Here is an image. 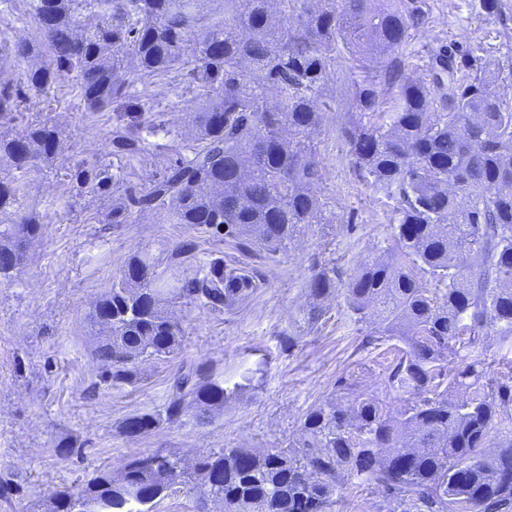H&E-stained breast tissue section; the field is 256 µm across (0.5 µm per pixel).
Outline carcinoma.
<instances>
[{"instance_id": "1", "label": "carcinoma", "mask_w": 512, "mask_h": 512, "mask_svg": "<svg viewBox=\"0 0 512 512\" xmlns=\"http://www.w3.org/2000/svg\"><path fill=\"white\" fill-rule=\"evenodd\" d=\"M198 0H26L38 45L17 43L16 59L35 51L44 61L26 70L23 86L0 81V119L21 95H43L75 75L87 112L126 99L138 77L178 69L194 46L186 76L208 88L195 117L192 157L165 165L128 208L167 214L248 252L285 253L297 236L325 223L313 192L321 179L311 144L322 122L320 96L336 46L350 45L359 68L360 118L341 128L353 171L399 201L394 250L345 270L315 266L304 314L315 324L322 303L345 293L349 310L375 320V334L400 338L386 389L411 398L396 413L375 395L338 393L300 418L286 448H223L197 457L193 471L165 450L135 456L115 479L99 471L77 493L57 491L49 512H152L173 486L197 479L208 512H328L353 480L375 485L400 512H512V365L494 374L487 337L512 343V106L491 88L488 60L472 49L436 52L428 77L406 73L411 31L426 19L423 0H224V20L200 22ZM131 51L133 65L123 52ZM396 90L391 112L383 88ZM61 134L48 122L0 138V163L24 174L53 158ZM112 155L146 151L142 138L112 132ZM81 183L108 187L110 176L82 164ZM17 179L0 177V252L15 257L0 278L21 272L25 243L42 236L39 220L19 210ZM185 241L163 270L150 254L131 255L88 315L101 330L91 355L101 379L135 384L140 365L178 354L183 329L166 311L173 301L222 313L261 287L255 268L218 256L190 262ZM431 282L435 288L429 289ZM231 390L206 365L174 377L160 413L128 416L130 438L187 416L199 423L247 388ZM395 477L384 486L382 478Z\"/></svg>"}]
</instances>
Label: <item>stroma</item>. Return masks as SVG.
<instances>
[{"label":"stroma","mask_w":512,"mask_h":512,"mask_svg":"<svg viewBox=\"0 0 512 512\" xmlns=\"http://www.w3.org/2000/svg\"><path fill=\"white\" fill-rule=\"evenodd\" d=\"M425 10L428 21L412 32L407 47V73L424 76L439 48L480 47L501 70L496 91L512 103V0H498L492 14L483 0H425ZM22 41L38 43L35 21L23 0H0V71L16 84L24 67L12 51ZM365 77L349 49L338 46L323 91L324 120L312 135L322 169L315 192L330 223L274 255L241 254L231 243L159 213L133 211L126 223L111 220L113 206L148 189L164 163L190 157L194 118L205 102L200 84L153 77L136 83L131 102L89 112L69 77L48 95L26 98L13 119L0 122L5 136L42 121L62 133L56 156L21 181L20 202L44 233L29 248L21 275L0 282V471L13 473L18 486L12 498L0 500V512H48L56 490L80 489L98 471H119L125 459L159 448L190 460L223 448L285 447L297 438L301 415L335 394L337 380L348 375L358 392L378 395L389 410L400 408L403 394L384 386L398 340H372V323L357 320L341 295L325 302L316 324L302 314L314 265L349 269L386 254L391 244L398 202L355 176L338 135L355 111V85ZM132 102L151 112L156 132L146 138L144 157L120 161L109 139L126 127ZM82 162L114 175L108 191L77 182L74 169ZM189 238L198 243L195 264L221 256L233 266L259 267L262 288L221 314L175 307L184 330L179 358L143 363L137 384L104 383L90 356L95 332L85 316L92 303L111 288L130 254L145 250L163 264ZM288 335L294 347L283 346ZM184 363L211 366L228 387L246 375L253 385L207 423L188 416L142 437L123 435L120 425L128 415L162 410ZM61 441L76 444L69 458L54 451Z\"/></svg>","instance_id":"35a3bbf8"}]
</instances>
